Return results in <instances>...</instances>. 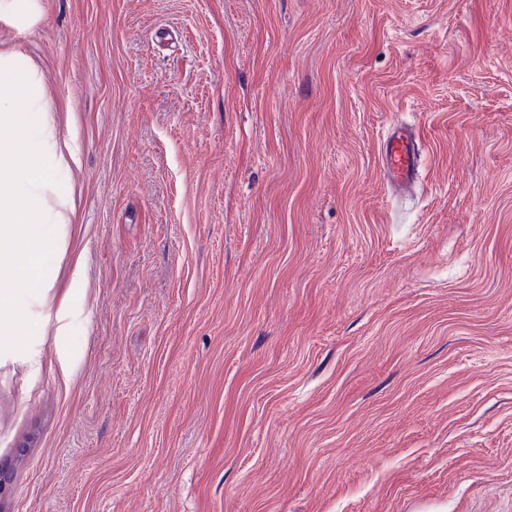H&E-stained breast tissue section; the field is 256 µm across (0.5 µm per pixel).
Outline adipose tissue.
<instances>
[{
    "label": "adipose tissue",
    "instance_id": "obj_1",
    "mask_svg": "<svg viewBox=\"0 0 512 512\" xmlns=\"http://www.w3.org/2000/svg\"><path fill=\"white\" fill-rule=\"evenodd\" d=\"M50 96L37 72L20 69L16 53H0V239L19 240L38 256L43 225L69 221L55 172L69 160L49 116ZM52 204H45V194Z\"/></svg>",
    "mask_w": 512,
    "mask_h": 512
}]
</instances>
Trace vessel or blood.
I'll return each mask as SVG.
<instances>
[{
  "label": "vessel or blood",
  "instance_id": "obj_1",
  "mask_svg": "<svg viewBox=\"0 0 512 512\" xmlns=\"http://www.w3.org/2000/svg\"><path fill=\"white\" fill-rule=\"evenodd\" d=\"M423 140L410 127L392 124L381 143L380 163L387 182L395 189L415 183L420 175Z\"/></svg>",
  "mask_w": 512,
  "mask_h": 512
}]
</instances>
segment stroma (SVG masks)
I'll return each instance as SVG.
<instances>
[{
  "instance_id": "1",
  "label": "stroma",
  "mask_w": 512,
  "mask_h": 512,
  "mask_svg": "<svg viewBox=\"0 0 512 512\" xmlns=\"http://www.w3.org/2000/svg\"><path fill=\"white\" fill-rule=\"evenodd\" d=\"M40 5L74 215L0 240V512H512V0ZM423 140L410 127L393 123L380 148V163L387 182L397 190L415 183L420 175ZM29 271L21 266H18L3 258L0 253V308L1 310H9V298L11 288L8 285H13L16 280L27 275Z\"/></svg>"
}]
</instances>
